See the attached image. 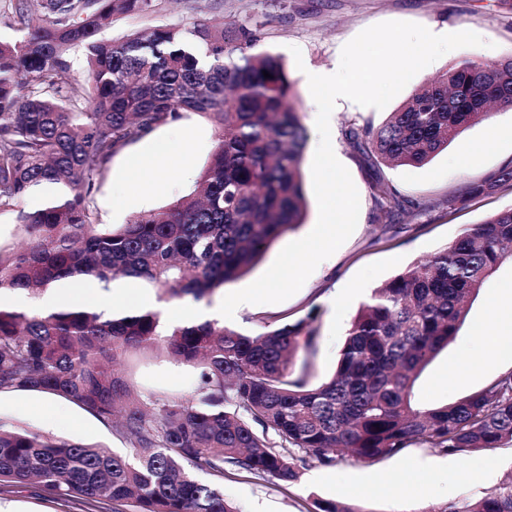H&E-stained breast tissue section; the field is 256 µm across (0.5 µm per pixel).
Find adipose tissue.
Instances as JSON below:
<instances>
[{
	"label": "adipose tissue",
	"mask_w": 512,
	"mask_h": 512,
	"mask_svg": "<svg viewBox=\"0 0 512 512\" xmlns=\"http://www.w3.org/2000/svg\"><path fill=\"white\" fill-rule=\"evenodd\" d=\"M95 304L105 312L122 310L137 312L152 305V293L146 282L139 279H122L113 282L109 291L95 290L91 281L77 284L65 279L36 301L17 297L15 304L19 310H59L65 307H83Z\"/></svg>",
	"instance_id": "ef3b65f1"
}]
</instances>
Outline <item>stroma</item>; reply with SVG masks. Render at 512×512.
Listing matches in <instances>:
<instances>
[{"instance_id":"obj_1","label":"stroma","mask_w":512,"mask_h":512,"mask_svg":"<svg viewBox=\"0 0 512 512\" xmlns=\"http://www.w3.org/2000/svg\"><path fill=\"white\" fill-rule=\"evenodd\" d=\"M385 21L413 22L438 34L472 31L485 39L482 47H464L440 57L434 68L418 72L383 109L338 102L333 110L331 141L338 160L349 170L357 188L360 210L351 236L323 260L303 287L278 304H250L232 320L230 328L258 334L267 329L314 316L319 331L314 356L315 382L327 381L336 368L344 337L359 308L373 290L409 264L425 260L453 242L465 228L512 208V188L503 186L488 195L469 196L472 184L494 178L512 166V106L499 104L490 117L470 126L447 149L418 166H389L364 156L346 137L349 128H379L420 87L452 65L473 58L495 62L512 58V10L497 0H155L147 15H122L100 33L117 40L140 28L161 24L190 26L204 22L232 28L246 23L260 31V49L281 55L294 87L296 109L308 131L302 164L310 171L318 133L316 104L308 93V74L337 71L343 46L364 29ZM301 58H294L293 49ZM183 140L186 152L171 172L157 178L153 171L132 180L128 160L147 152L155 141ZM214 125L191 113L179 126L166 125L115 156L94 197L99 221L120 226L139 213L161 210L189 193L216 146ZM385 186L390 200L377 202V186ZM456 198L448 207V198ZM307 215L295 231L279 238L245 277L226 283L215 299L258 279L290 242L315 226L318 206L307 194ZM512 286V259H506L484 282L472 300L455 339L425 368L415 383L417 406L450 404L481 390L499 374L512 371V328L500 330L507 352L483 362L484 332L496 330L489 315L505 300ZM475 363L464 380L449 382V367ZM136 385L189 394L191 369L157 354L140 355L126 364ZM0 419L27 425L56 437L107 446L127 453L130 445L116 438L95 417L49 395L22 392L0 395ZM411 461L425 462L420 471L407 470ZM299 478L283 484L225 464V496L241 512H316L320 500H337L363 512H435L480 496L512 476V446L450 455L428 444H414L401 454L369 461L347 455L331 462L306 459ZM0 506L9 512H80L78 505L29 488L0 491Z\"/></svg>"}]
</instances>
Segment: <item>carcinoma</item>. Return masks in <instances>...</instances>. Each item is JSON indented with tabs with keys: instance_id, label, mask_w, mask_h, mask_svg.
Here are the masks:
<instances>
[{
	"instance_id": "1",
	"label": "carcinoma",
	"mask_w": 512,
	"mask_h": 512,
	"mask_svg": "<svg viewBox=\"0 0 512 512\" xmlns=\"http://www.w3.org/2000/svg\"><path fill=\"white\" fill-rule=\"evenodd\" d=\"M151 0H12L0 38V216L24 238L0 245V295L37 298L63 278L142 279L166 301L208 300L247 274L304 221L307 132L284 59L257 51V31L156 25L98 38L112 17ZM85 49L88 78L69 52ZM268 72L266 78L263 72ZM492 102L512 104V58L461 61L419 88L377 130L347 137L384 162L422 165ZM188 113L218 144L194 189L117 228L93 198L112 158ZM512 186V167L472 194ZM52 185L36 209L25 199ZM512 247V208L466 230L376 288L357 312L332 378L311 383L315 318L249 335L216 321L168 326L159 310L107 314L0 306V394L42 392L93 415L131 443L127 454L0 421V487L26 486L112 512H239L224 464L298 480L297 454L320 461L392 457L415 443L450 454L512 445V371L455 402L419 409L414 384L457 335L482 283ZM161 351L195 370L190 396L134 386L115 369L133 351ZM273 432L270 439L267 432ZM512 512V480L461 508Z\"/></svg>"
}]
</instances>
